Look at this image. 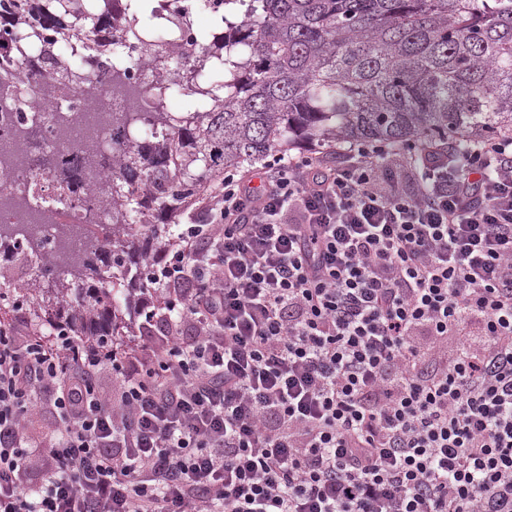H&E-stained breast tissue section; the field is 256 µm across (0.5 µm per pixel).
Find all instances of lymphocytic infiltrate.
I'll return each mask as SVG.
<instances>
[{
	"instance_id": "lymphocytic-infiltrate-1",
	"label": "lymphocytic infiltrate",
	"mask_w": 512,
	"mask_h": 512,
	"mask_svg": "<svg viewBox=\"0 0 512 512\" xmlns=\"http://www.w3.org/2000/svg\"><path fill=\"white\" fill-rule=\"evenodd\" d=\"M347 155L225 173L156 343L0 321V512H512V140Z\"/></svg>"
}]
</instances>
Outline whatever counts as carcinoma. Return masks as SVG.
Masks as SVG:
<instances>
[{
    "instance_id": "carcinoma-1",
    "label": "carcinoma",
    "mask_w": 512,
    "mask_h": 512,
    "mask_svg": "<svg viewBox=\"0 0 512 512\" xmlns=\"http://www.w3.org/2000/svg\"><path fill=\"white\" fill-rule=\"evenodd\" d=\"M0 0V47L40 44L14 70L57 86L125 93L128 62L112 60L114 30L146 48L150 85L177 78L180 116L157 100L150 112L112 113V146L92 143L68 159L41 143L42 102L8 123L32 179L53 194L90 196L100 222L54 225L46 246L37 224L0 222V254L28 268L12 296L71 336L107 343L125 335L130 290L154 288L166 225L224 171L302 142L384 143L423 148L433 140L512 139V0H214L210 42L171 51L140 27L142 0H127L122 27L113 0ZM75 40L91 61L74 69L57 44ZM82 234L81 252L68 241Z\"/></svg>"
}]
</instances>
